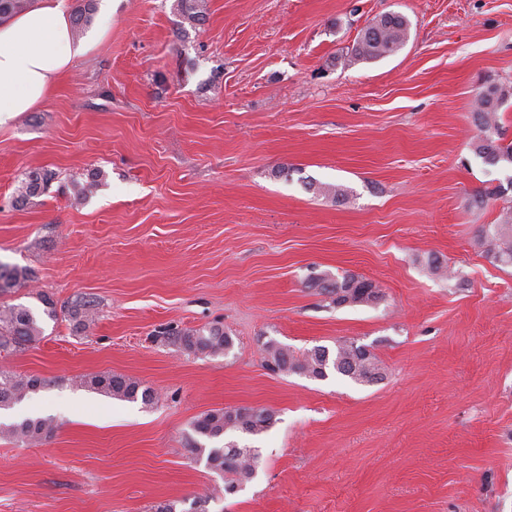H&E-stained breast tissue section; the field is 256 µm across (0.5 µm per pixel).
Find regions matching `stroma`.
<instances>
[{
  "instance_id": "1",
  "label": "stroma",
  "mask_w": 512,
  "mask_h": 512,
  "mask_svg": "<svg viewBox=\"0 0 512 512\" xmlns=\"http://www.w3.org/2000/svg\"><path fill=\"white\" fill-rule=\"evenodd\" d=\"M175 5L110 0L90 54L0 127V263L32 271L0 303L40 314L44 292L98 311L81 334L43 318L40 342L0 353L46 382L0 421L57 426L39 445L0 438V512H188L222 482L190 453V424L237 407L276 423L231 434L261 463L208 512H512V267L477 244L507 174L471 146L477 94L512 86V0H208L195 29ZM390 12L410 22L403 48L342 67ZM37 168L55 180L17 203ZM315 275L370 280L383 298L330 305ZM212 325L228 354L158 335ZM271 339L354 341L383 377L270 371ZM104 372L157 402L72 384Z\"/></svg>"
}]
</instances>
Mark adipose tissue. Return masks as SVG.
Returning a JSON list of instances; mask_svg holds the SVG:
<instances>
[{"label":"adipose tissue","mask_w":512,"mask_h":512,"mask_svg":"<svg viewBox=\"0 0 512 512\" xmlns=\"http://www.w3.org/2000/svg\"><path fill=\"white\" fill-rule=\"evenodd\" d=\"M93 45L73 36L65 0H30L0 17V126L43 103Z\"/></svg>","instance_id":"ef3b65f1"}]
</instances>
